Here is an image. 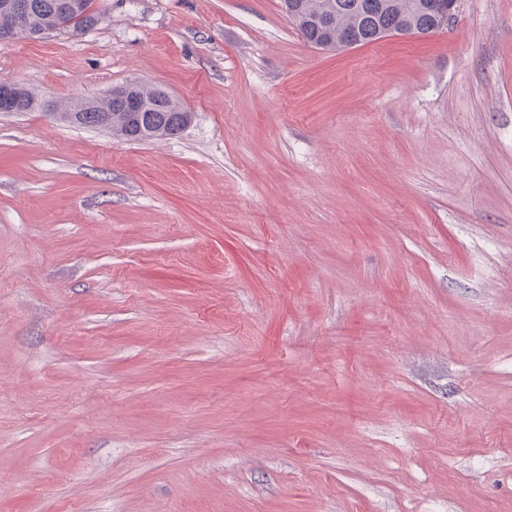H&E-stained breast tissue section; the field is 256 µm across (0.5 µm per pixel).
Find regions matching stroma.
Returning a JSON list of instances; mask_svg holds the SVG:
<instances>
[{"instance_id": "stroma-1", "label": "stroma", "mask_w": 512, "mask_h": 512, "mask_svg": "<svg viewBox=\"0 0 512 512\" xmlns=\"http://www.w3.org/2000/svg\"><path fill=\"white\" fill-rule=\"evenodd\" d=\"M0 83V512H512V0L324 50L281 0H95ZM72 7L76 9L78 5L72 4ZM66 14L72 32L78 33L93 29L96 26L93 25L94 19L97 16L100 17L99 12L94 8V0H80L79 7L76 10H69ZM123 91L112 98V112H109V123H104L93 108H87V101L72 102L65 118L78 125L96 126L112 130V134L129 141H140L174 135L190 121V112H186L182 104L171 98H161L156 88L145 89L138 85L121 87ZM135 100V101H133ZM132 101V102H131ZM139 101L144 105L141 112ZM130 103V112L128 106ZM86 111L84 112V110ZM85 114L83 118L79 113Z\"/></svg>"}]
</instances>
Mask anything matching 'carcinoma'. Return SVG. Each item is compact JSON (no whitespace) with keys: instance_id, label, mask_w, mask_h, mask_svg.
I'll return each instance as SVG.
<instances>
[{"instance_id":"obj_1","label":"carcinoma","mask_w":512,"mask_h":512,"mask_svg":"<svg viewBox=\"0 0 512 512\" xmlns=\"http://www.w3.org/2000/svg\"><path fill=\"white\" fill-rule=\"evenodd\" d=\"M31 17L48 23L61 14L64 0H30ZM286 15L309 44L326 50L346 46L350 38L361 44L375 42L390 32L412 31L418 34L437 32V21L427 7V0H283ZM99 16L94 0H79V7L67 12L72 31L81 33L94 28ZM144 105L141 112L128 111L129 102ZM71 123L96 126L129 141L174 135L190 121L191 115L174 98H161L157 89L129 85L112 98L109 123L97 111L88 108L85 115L65 113Z\"/></svg>"}]
</instances>
